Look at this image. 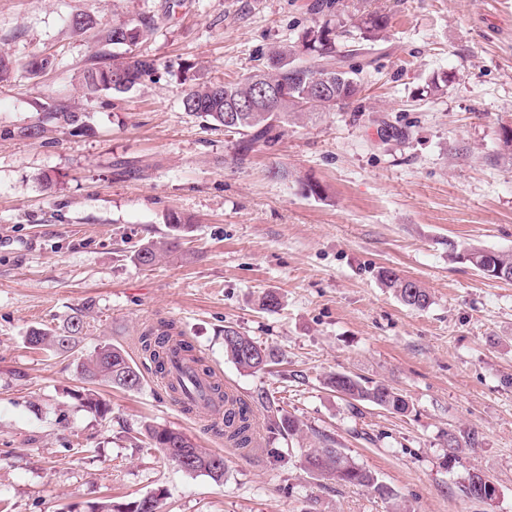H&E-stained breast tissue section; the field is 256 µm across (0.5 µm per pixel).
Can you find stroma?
Instances as JSON below:
<instances>
[{
	"label": "stroma",
	"mask_w": 512,
	"mask_h": 512,
	"mask_svg": "<svg viewBox=\"0 0 512 512\" xmlns=\"http://www.w3.org/2000/svg\"><path fill=\"white\" fill-rule=\"evenodd\" d=\"M314 2L0 0V51L21 65L55 60L0 83V128L58 101L87 123L46 146L0 138V512H89L153 493L159 512H389L370 489L304 469L303 450L324 435L404 512H512V281L463 259L512 253V0H368L390 25L358 101L289 125L237 167L230 136L182 97L296 40L319 19ZM86 14L96 26L73 28ZM143 15L154 25L137 50L159 59V77L88 95L103 27ZM306 177L324 198L301 194ZM172 212L191 221L180 251L139 266L134 247L170 238ZM386 270L427 288L430 305L401 302ZM269 291L273 311L260 305ZM82 309L73 352L27 346L30 328L62 327ZM162 320L252 405V451L155 382L139 338ZM228 324L277 349L278 364L240 370L224 354ZM106 344L138 366V388L80 378V358ZM334 372L389 384L409 412L331 392ZM89 389L106 416L76 401ZM268 403L303 436L274 429ZM148 424L223 455V479L167 463L142 435ZM475 470L496 484L494 502L465 496Z\"/></svg>",
	"instance_id": "stroma-1"
}]
</instances>
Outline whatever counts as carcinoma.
<instances>
[{"label": "carcinoma", "mask_w": 512, "mask_h": 512, "mask_svg": "<svg viewBox=\"0 0 512 512\" xmlns=\"http://www.w3.org/2000/svg\"><path fill=\"white\" fill-rule=\"evenodd\" d=\"M327 20L307 28L298 41L274 48L266 63L235 82L202 83L187 90L182 98L184 110L198 115L206 122L224 128V132L237 136L234 143L233 161L245 166L250 153L257 147L274 148L282 138L284 129L314 108L331 111L339 105H347L364 91L360 77L362 69L348 64L353 56V43L373 44L382 40L388 28V17L376 11L353 5L348 12L338 7V0H317L313 6ZM153 26L150 17H141L137 23L112 26L105 42L133 50ZM161 65L158 60L137 55L129 62L109 61L105 58L94 63L84 74L86 88L92 93L129 91L143 80L158 76ZM285 86L286 93L276 99L273 108L267 109L251 102L258 97L260 87ZM85 126L83 113L65 103L47 106L38 112L30 124L3 128L0 137H19L38 141L48 133L58 130L77 131ZM177 247L171 241L161 248L153 243L144 244L134 251L133 260L142 266H150L162 252ZM384 278L389 287L396 289L400 300L408 306L424 308L430 303V294L418 282L401 278L387 271ZM85 311L69 318L61 328L33 327L26 335V342L33 348L67 353L76 338L86 328ZM173 326L161 320L140 337L141 349L162 373L175 354ZM224 354L240 369L257 372L276 363L278 354L232 325L224 326ZM81 378L104 382L114 387L133 388L141 383V374L128 354L121 348L104 345L77 364ZM325 384L336 393L354 400L370 402L394 413L409 409L405 396L395 388L377 382L366 385L352 375L333 373ZM214 393L225 400L224 439L235 448H248L252 443L254 418L248 404L229 398L218 382L212 383ZM81 406L104 416L109 406L96 394L88 391L78 395ZM271 414V422L280 431L295 436L301 433L297 420L272 404L265 405ZM143 436L149 444L160 450L163 458L174 452L187 459L185 471L204 473L219 481L224 476V456L198 447L186 434L172 428L146 425ZM304 468L334 481L340 486H363L373 490L385 500L394 498V492L378 481L371 471L356 464L336 442L322 437V446L304 454Z\"/></svg>", "instance_id": "1"}]
</instances>
